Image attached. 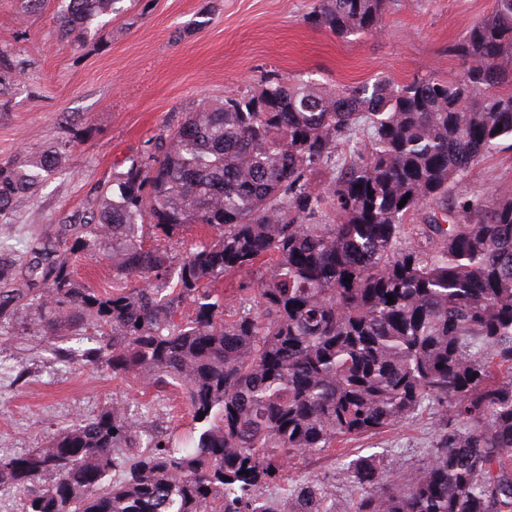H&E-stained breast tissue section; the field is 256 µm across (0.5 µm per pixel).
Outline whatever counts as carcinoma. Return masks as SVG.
<instances>
[{"instance_id": "1", "label": "carcinoma", "mask_w": 512, "mask_h": 512, "mask_svg": "<svg viewBox=\"0 0 512 512\" xmlns=\"http://www.w3.org/2000/svg\"><path fill=\"white\" fill-rule=\"evenodd\" d=\"M63 2L59 32L80 44L120 0ZM390 3L316 0L309 20L356 41ZM452 51L463 69L451 80L378 76L331 92L285 77L206 101L79 223L28 242V287L0 290V340L84 336L86 362L179 388L192 427L183 437L115 401L0 456L18 512H512V381L493 380L512 373V191H456L512 148V0H494ZM14 68L0 50L1 107ZM69 156L62 140L0 166V216ZM193 224L211 238L173 252ZM93 255L112 264V290L74 278ZM261 259L228 311L210 283ZM430 403L423 465L359 455L341 468L348 499L318 478L283 505L261 497L277 457Z\"/></svg>"}]
</instances>
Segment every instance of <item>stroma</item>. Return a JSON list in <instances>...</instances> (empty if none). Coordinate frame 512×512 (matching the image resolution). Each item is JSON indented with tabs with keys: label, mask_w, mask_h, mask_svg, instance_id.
<instances>
[{
	"label": "stroma",
	"mask_w": 512,
	"mask_h": 512,
	"mask_svg": "<svg viewBox=\"0 0 512 512\" xmlns=\"http://www.w3.org/2000/svg\"><path fill=\"white\" fill-rule=\"evenodd\" d=\"M315 0H122L120 13L93 26L84 43L61 38L60 0L20 17L19 0H0V50L23 66L0 112V165L31 148L71 140L68 172L5 215L16 276L29 278L32 234L78 220L117 172L200 102L257 91L262 81L300 76L328 90L376 76L403 81L456 76L448 51L493 0H394L380 29L346 42L308 17ZM512 190V149L483 161L461 193ZM26 372L18 380V372ZM153 390L81 363L60 362L51 340L28 336L0 347V455L42 445L56 429L97 413L115 398L147 401ZM438 416L421 409L376 436L336 441L317 455L281 460L282 478L265 498L286 500L300 481L324 476L337 499L354 494L340 468L349 455L394 450L396 466L428 462Z\"/></svg>",
	"instance_id": "1"
}]
</instances>
